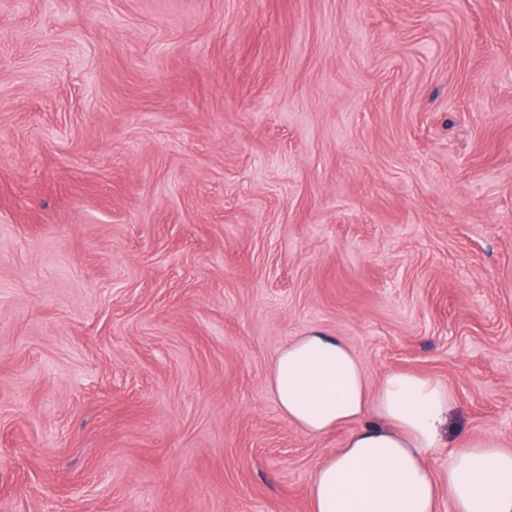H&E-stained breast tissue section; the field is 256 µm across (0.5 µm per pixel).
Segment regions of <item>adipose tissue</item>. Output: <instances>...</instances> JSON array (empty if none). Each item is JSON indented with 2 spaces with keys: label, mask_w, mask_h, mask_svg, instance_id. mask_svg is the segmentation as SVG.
I'll return each mask as SVG.
<instances>
[{
  "label": "adipose tissue",
  "mask_w": 512,
  "mask_h": 512,
  "mask_svg": "<svg viewBox=\"0 0 512 512\" xmlns=\"http://www.w3.org/2000/svg\"><path fill=\"white\" fill-rule=\"evenodd\" d=\"M269 384L306 434L353 427L313 476L312 512H437L443 497L454 512H512V451L495 437L462 439L446 475L427 464L452 400L440 382L391 371L370 387L347 343L312 332L276 354Z\"/></svg>",
  "instance_id": "1"
}]
</instances>
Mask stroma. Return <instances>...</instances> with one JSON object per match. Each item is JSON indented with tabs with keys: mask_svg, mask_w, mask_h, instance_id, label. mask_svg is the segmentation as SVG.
<instances>
[{
	"mask_svg": "<svg viewBox=\"0 0 512 512\" xmlns=\"http://www.w3.org/2000/svg\"><path fill=\"white\" fill-rule=\"evenodd\" d=\"M313 330L512 449V0H0V512H311Z\"/></svg>",
	"mask_w": 512,
	"mask_h": 512,
	"instance_id": "obj_1",
	"label": "stroma"
}]
</instances>
